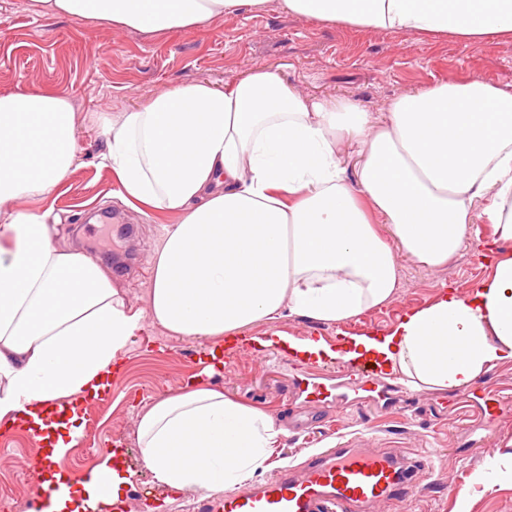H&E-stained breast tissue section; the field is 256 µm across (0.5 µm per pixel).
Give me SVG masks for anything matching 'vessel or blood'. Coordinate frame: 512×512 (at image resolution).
I'll use <instances>...</instances> for the list:
<instances>
[{
  "mask_svg": "<svg viewBox=\"0 0 512 512\" xmlns=\"http://www.w3.org/2000/svg\"><path fill=\"white\" fill-rule=\"evenodd\" d=\"M311 412L330 404L332 394L320 383L301 385ZM482 413L494 421L512 398L476 387ZM434 475L421 457L374 452L358 440L330 433L325 443L297 466L275 469L263 482L238 492L201 500L203 512H379L405 501Z\"/></svg>",
  "mask_w": 512,
  "mask_h": 512,
  "instance_id": "obj_1",
  "label": "vessel or blood"
}]
</instances>
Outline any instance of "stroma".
I'll list each match as a JSON object with an SVG mask.
<instances>
[{
	"mask_svg": "<svg viewBox=\"0 0 512 512\" xmlns=\"http://www.w3.org/2000/svg\"><path fill=\"white\" fill-rule=\"evenodd\" d=\"M257 69L276 72L311 99L344 98L383 118L392 100L439 82L480 78L512 91V40L465 43L453 36L400 34L342 23L322 22L288 13L282 0H264L258 8L215 18L190 30L143 32L98 19H75L45 13L40 0H0V94L18 90L65 92L76 113L78 163L44 201H25V210L52 209L59 219L56 242L103 261L96 238L77 236L79 217L93 208L122 213L138 228L126 240L112 225L113 250L131 251L135 261L112 277L133 308H145L152 258L164 226L175 216L139 212L114 194L111 172L101 166L105 138L100 123L112 113L146 104L155 95L196 80L223 87ZM489 198L477 200L475 223L480 237L466 241L448 265L432 269L409 258L400 260V284L390 304L368 310L343 324L285 318L276 330L296 337L320 336L335 343L338 332L379 330L406 308L430 303L441 288L468 295L486 276L482 244L492 228L483 211ZM146 336L133 337L122 357L123 371L115 393L105 396L106 408L95 420L80 418L82 441L55 462V469L81 476L97 464L103 451L119 449L134 473L125 500L128 512H140L143 498L183 512L182 498L160 487L141 463L136 444L141 406L183 388L194 374L200 345L171 336L161 326L146 324ZM238 399L262 407L287 422L291 407L285 396L287 377L274 361L261 362L243 346L225 357L224 367L208 379ZM392 405H367L345 413L322 414L369 448L414 455L432 452L436 480L388 512H455L459 494L470 498V512H512V486L487 491L471 476L485 458L480 441L489 447L512 439V409L486 425L480 400L463 391L464 412L452 404L455 393L411 392L394 385Z\"/></svg>",
	"mask_w": 512,
	"mask_h": 512,
	"instance_id": "1",
	"label": "stroma"
}]
</instances>
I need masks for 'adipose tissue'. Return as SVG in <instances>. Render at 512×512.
Returning <instances> with one entry per match:
<instances>
[{
	"mask_svg": "<svg viewBox=\"0 0 512 512\" xmlns=\"http://www.w3.org/2000/svg\"><path fill=\"white\" fill-rule=\"evenodd\" d=\"M263 0H44L50 13L145 32L188 29ZM288 12L467 43L512 37V0H283ZM75 112L57 90L0 94V423L24 424L61 458L79 433L49 421L51 403L100 389L151 318L171 335L216 344L259 323L266 348L314 361L372 359L411 391L456 392L512 363V255L465 297L440 292L389 327L333 345L276 331L284 318L340 323L391 303L399 258L437 268L476 236L473 207L495 242L512 243V92L479 78L398 96L387 123L343 98L311 100L260 69L216 88L159 93L103 126L101 164L126 205L176 215L153 257L146 311L132 310L96 260L56 243L46 199L76 162ZM355 147L358 182L341 144ZM383 215L387 233L372 224ZM286 429L267 411L205 382L144 405L141 460L170 493L239 489ZM129 472L107 454L54 512L75 499L120 500Z\"/></svg>",
	"mask_w": 512,
	"mask_h": 512,
	"instance_id": "obj_1",
	"label": "adipose tissue"
}]
</instances>
